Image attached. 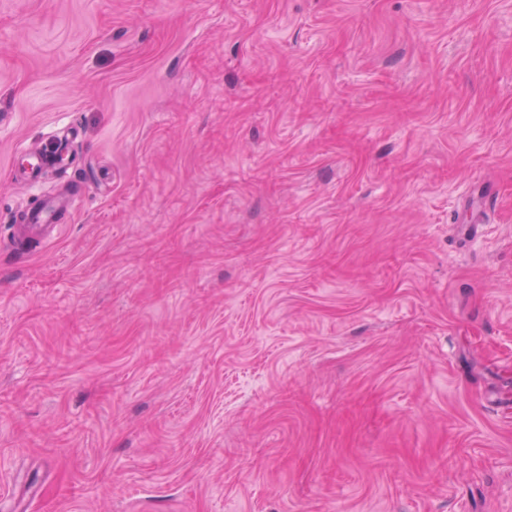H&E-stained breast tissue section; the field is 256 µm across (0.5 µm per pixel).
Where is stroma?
I'll use <instances>...</instances> for the list:
<instances>
[{
    "mask_svg": "<svg viewBox=\"0 0 512 512\" xmlns=\"http://www.w3.org/2000/svg\"><path fill=\"white\" fill-rule=\"evenodd\" d=\"M0 512H512V0H0ZM68 215L67 198L60 199L53 204L39 201L37 205L26 212L25 223L30 224V227H40L43 224L61 223Z\"/></svg>",
    "mask_w": 512,
    "mask_h": 512,
    "instance_id": "obj_1",
    "label": "stroma"
}]
</instances>
